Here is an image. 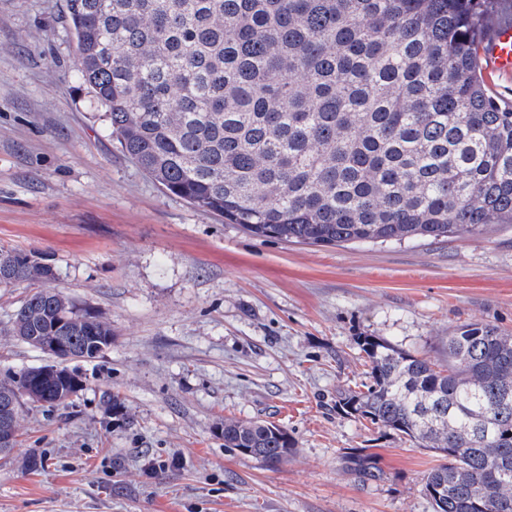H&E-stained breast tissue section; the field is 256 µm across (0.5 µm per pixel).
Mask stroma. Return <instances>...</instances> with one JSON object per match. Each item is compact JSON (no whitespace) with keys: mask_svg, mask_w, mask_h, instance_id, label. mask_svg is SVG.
Here are the masks:
<instances>
[{"mask_svg":"<svg viewBox=\"0 0 512 512\" xmlns=\"http://www.w3.org/2000/svg\"><path fill=\"white\" fill-rule=\"evenodd\" d=\"M66 4L0 0V245L50 265L112 345L70 361L86 382L67 407L24 405L0 512H433L439 457L338 412L336 394L366 380L356 337L441 361L457 325L512 333V224L312 246L199 211L119 151ZM34 289L0 288V376L49 361L5 330ZM228 417L286 428L294 452L269 469L226 448ZM355 451L376 479L348 470Z\"/></svg>","mask_w":512,"mask_h":512,"instance_id":"obj_1","label":"stroma"}]
</instances>
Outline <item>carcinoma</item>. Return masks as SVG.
<instances>
[{
    "label": "carcinoma",
    "mask_w": 512,
    "mask_h": 512,
    "mask_svg": "<svg viewBox=\"0 0 512 512\" xmlns=\"http://www.w3.org/2000/svg\"><path fill=\"white\" fill-rule=\"evenodd\" d=\"M494 0H67L76 65L121 151L165 192L258 238L308 245L476 237L512 224V102L478 54ZM0 288L53 277L0 247ZM35 349L93 359L112 328L45 286L10 320ZM366 391L336 408L409 437L442 464L433 512H512V334L479 322L433 362L359 336ZM0 378V429L24 401L55 409L61 377ZM224 447L270 467L295 443L224 419ZM348 467L377 477L369 459ZM509 465V474L498 466Z\"/></svg>",
    "instance_id": "obj_1"
}]
</instances>
